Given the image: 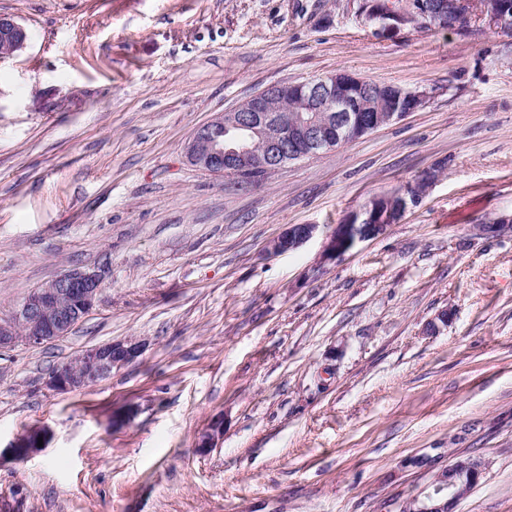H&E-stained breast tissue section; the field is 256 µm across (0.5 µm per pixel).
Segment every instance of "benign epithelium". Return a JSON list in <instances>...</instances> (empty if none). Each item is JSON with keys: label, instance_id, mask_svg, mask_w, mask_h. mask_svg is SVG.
<instances>
[{"label": "benign epithelium", "instance_id": "benign-epithelium-1", "mask_svg": "<svg viewBox=\"0 0 512 512\" xmlns=\"http://www.w3.org/2000/svg\"><path fill=\"white\" fill-rule=\"evenodd\" d=\"M365 20L382 31L405 28L402 12L383 15L370 3L363 11ZM27 30L13 18L0 15V59L22 50ZM356 84L368 95L395 96L405 101L396 111L375 113L368 118L350 106L348 86ZM277 88L299 97L305 112L291 123L276 114L273 93L264 89L250 96L229 112L199 126L185 145V156L194 167L218 175L233 176L247 184L286 164L336 149L339 133L353 129L363 136L382 126L418 111L427 92L396 89L357 77L344 79L336 74L301 83H284ZM379 210L367 206L349 215L326 237L323 259L341 257L360 241L373 239L392 224L401 221L408 208L419 201L416 185L410 183L384 198ZM318 232L316 224H290L268 245V252L279 255L302 246ZM104 277L95 267H73L32 289L10 318L0 320V350L18 344L39 346L68 335L96 307ZM146 342L127 337L84 350L72 360L54 367L45 380L57 392L77 391L109 377L112 370L138 360ZM224 435V418L213 419L200 437L197 448L205 453ZM48 438V428L36 425L17 435L8 448L9 455L21 461L41 450L39 439ZM480 464L458 463L439 471L431 490L406 504L407 512H452L460 498L459 486L475 483Z\"/></svg>", "mask_w": 512, "mask_h": 512}]
</instances>
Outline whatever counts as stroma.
Here are the masks:
<instances>
[{
  "mask_svg": "<svg viewBox=\"0 0 512 512\" xmlns=\"http://www.w3.org/2000/svg\"><path fill=\"white\" fill-rule=\"evenodd\" d=\"M362 0H0V319L75 266L104 272L68 335L0 351V512H402L449 463L454 512H512V37L382 32ZM339 70L424 106L261 182L191 166L217 113ZM442 171L379 237L322 259L370 198ZM318 234L277 256L286 225ZM449 310L446 326L428 332ZM147 341L84 390L47 373ZM224 435L196 444L212 417ZM28 40L27 30L10 16L0 15V59L22 50ZM48 433V428L44 425L29 427L12 441L8 448L9 455L13 459L21 461L30 455L38 453L42 448H45ZM39 438L43 439L42 446H38Z\"/></svg>",
  "mask_w": 512,
  "mask_h": 512,
  "instance_id": "stroma-1",
  "label": "stroma"
}]
</instances>
